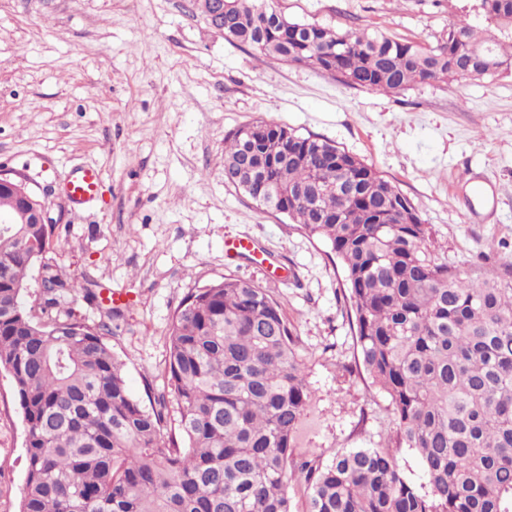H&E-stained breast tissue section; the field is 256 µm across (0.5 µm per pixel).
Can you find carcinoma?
<instances>
[{
  "label": "carcinoma",
  "mask_w": 512,
  "mask_h": 512,
  "mask_svg": "<svg viewBox=\"0 0 512 512\" xmlns=\"http://www.w3.org/2000/svg\"><path fill=\"white\" fill-rule=\"evenodd\" d=\"M224 39L347 85L399 93L418 84L483 80L512 69V43L466 21L436 47L292 22L268 0H229ZM512 27V0H481ZM350 159L354 183H339ZM279 212L340 261L360 361L387 397L398 444L416 451L423 482L393 454L352 448L328 464L293 462L312 392L295 330L258 285L227 276L192 289L169 329L165 372L181 442H165V403L129 392L124 364L65 307L79 291L50 263L56 225L0 224V369L22 412L26 472L20 512H512V281L437 261L408 197L333 143L274 119L224 137V183ZM43 270L30 302L28 275Z\"/></svg>",
  "instance_id": "obj_1"
}]
</instances>
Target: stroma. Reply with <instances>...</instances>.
<instances>
[{
	"label": "stroma",
	"instance_id": "obj_1",
	"mask_svg": "<svg viewBox=\"0 0 512 512\" xmlns=\"http://www.w3.org/2000/svg\"><path fill=\"white\" fill-rule=\"evenodd\" d=\"M290 20L437 46L457 19L512 39L481 0H273ZM274 118L381 172L430 229L442 262L475 272L512 263V74L354 88L225 40L191 0H0V165L60 219L54 265L83 285L67 302L87 322L98 298L121 315L106 335L144 406L174 396L165 379L172 316L187 293L232 276L265 288L300 338L312 402L293 455L320 464L350 448L396 443L388 399L358 362L343 273L325 244L224 183V137ZM100 170L98 198L63 195L77 167ZM252 238L266 261L227 257ZM94 299H87V292ZM24 425L0 371V512H19Z\"/></svg>",
	"mask_w": 512,
	"mask_h": 512
}]
</instances>
